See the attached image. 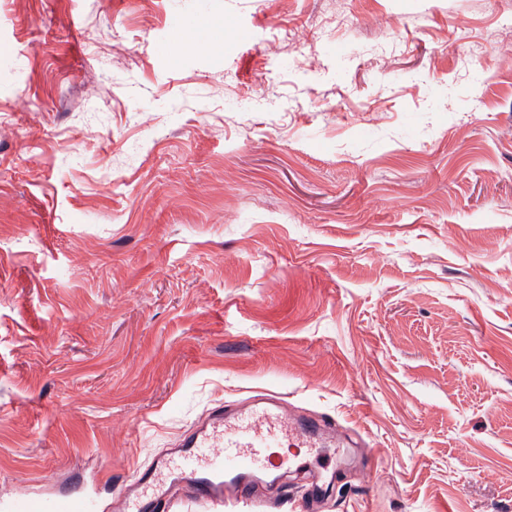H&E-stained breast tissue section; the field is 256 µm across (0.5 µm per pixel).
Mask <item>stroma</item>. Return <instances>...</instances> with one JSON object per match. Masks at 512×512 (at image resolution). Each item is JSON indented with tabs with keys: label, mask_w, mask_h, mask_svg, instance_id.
<instances>
[{
	"label": "stroma",
	"mask_w": 512,
	"mask_h": 512,
	"mask_svg": "<svg viewBox=\"0 0 512 512\" xmlns=\"http://www.w3.org/2000/svg\"><path fill=\"white\" fill-rule=\"evenodd\" d=\"M1 112L0 496L270 390L277 512H512V0H0Z\"/></svg>",
	"instance_id": "obj_1"
}]
</instances>
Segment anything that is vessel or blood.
<instances>
[{
	"label": "vessel or blood",
	"instance_id": "b4317fda",
	"mask_svg": "<svg viewBox=\"0 0 512 512\" xmlns=\"http://www.w3.org/2000/svg\"><path fill=\"white\" fill-rule=\"evenodd\" d=\"M335 429L326 414H285L280 397L270 391L251 397L245 408L217 405L175 448L137 469V489L116 501V512H178L182 487L208 512H226L238 503L271 512L272 502L257 497L256 485L277 478L284 464L280 449L319 447ZM97 506L98 495L89 490L0 499V512H96Z\"/></svg>",
	"mask_w": 512,
	"mask_h": 512
}]
</instances>
